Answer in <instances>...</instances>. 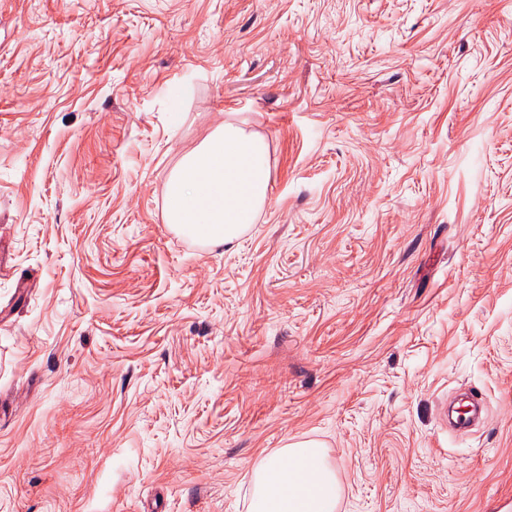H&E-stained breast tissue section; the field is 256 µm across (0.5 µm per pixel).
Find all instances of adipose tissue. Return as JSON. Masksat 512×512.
<instances>
[{
	"instance_id": "1",
	"label": "adipose tissue",
	"mask_w": 512,
	"mask_h": 512,
	"mask_svg": "<svg viewBox=\"0 0 512 512\" xmlns=\"http://www.w3.org/2000/svg\"><path fill=\"white\" fill-rule=\"evenodd\" d=\"M270 179L263 137L223 122L173 171L166 221L192 238L235 244L265 207ZM340 495L322 443L292 441L257 467L253 512H337Z\"/></svg>"
}]
</instances>
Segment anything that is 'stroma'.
Instances as JSON below:
<instances>
[{
  "label": "stroma",
  "instance_id": "stroma-1",
  "mask_svg": "<svg viewBox=\"0 0 512 512\" xmlns=\"http://www.w3.org/2000/svg\"><path fill=\"white\" fill-rule=\"evenodd\" d=\"M224 121L269 201L207 246ZM291 437L341 512H512V0H0V512H252ZM270 179L263 137L224 121L173 171L166 222L192 238L234 245L265 207Z\"/></svg>",
  "mask_w": 512,
  "mask_h": 512
}]
</instances>
